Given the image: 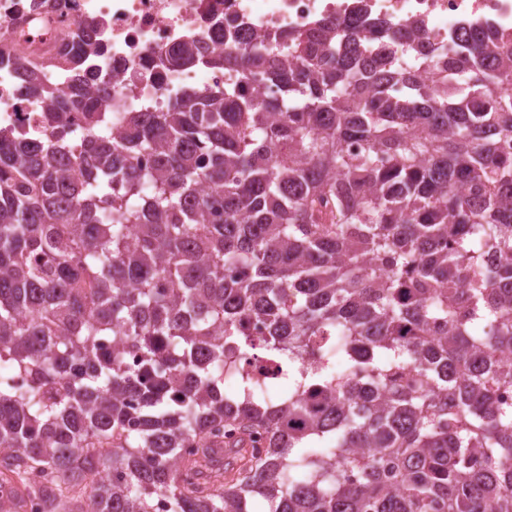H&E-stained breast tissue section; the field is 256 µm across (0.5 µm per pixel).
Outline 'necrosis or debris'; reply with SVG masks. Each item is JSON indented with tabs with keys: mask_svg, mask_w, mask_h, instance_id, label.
<instances>
[{
	"mask_svg": "<svg viewBox=\"0 0 512 512\" xmlns=\"http://www.w3.org/2000/svg\"><path fill=\"white\" fill-rule=\"evenodd\" d=\"M360 9L422 36L460 67L467 63L455 39L460 23L486 22L512 34V0H0V56L51 65L53 83L65 88L71 75L63 60L79 35L90 36L101 48L86 57L81 77L87 88L108 86L110 97L98 109L117 121L126 112L160 111L174 94L235 81L220 66H162L173 48L195 40L215 56L231 28L274 35ZM44 117L14 68L0 65V135L34 132Z\"/></svg>",
	"mask_w": 512,
	"mask_h": 512,
	"instance_id": "obj_1",
	"label": "necrosis or debris"
}]
</instances>
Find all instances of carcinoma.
<instances>
[{"label":"carcinoma","mask_w":512,"mask_h":512,"mask_svg":"<svg viewBox=\"0 0 512 512\" xmlns=\"http://www.w3.org/2000/svg\"><path fill=\"white\" fill-rule=\"evenodd\" d=\"M364 28L226 34L214 64L274 94L119 127L96 42L64 90L12 62L52 143L0 136V484L40 512L81 485L92 512H512V39L461 27L459 70Z\"/></svg>","instance_id":"1"}]
</instances>
